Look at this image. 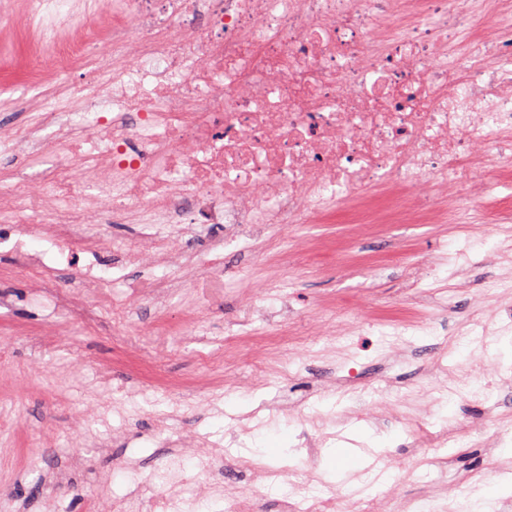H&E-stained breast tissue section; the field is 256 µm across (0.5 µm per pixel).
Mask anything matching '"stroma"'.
Masks as SVG:
<instances>
[{"label": "stroma", "mask_w": 512, "mask_h": 512, "mask_svg": "<svg viewBox=\"0 0 512 512\" xmlns=\"http://www.w3.org/2000/svg\"><path fill=\"white\" fill-rule=\"evenodd\" d=\"M24 2L14 0L11 11L0 16V85L19 98L31 95L50 69L49 58L36 56L25 37ZM281 233L299 249L291 264L292 284L282 289L274 310L263 309L274 254L225 251L229 275L220 294L200 303L176 292L161 305L138 294L137 286L161 277L198 283L206 268L128 265L108 254L103 261L112 268L114 289L129 300L126 322L113 316L111 306H97L92 325L74 323L50 350L35 347L31 338L57 324L53 304L28 279L0 280V372H22L11 391L0 396V417H11L17 425L10 432L0 430V487L8 489L0 512H44L55 495L70 500V512H88L92 502H108L129 490L125 470L114 465L118 459L131 460L144 486L163 492L166 451L156 434L159 417L181 398L171 384L213 374L223 375L224 390L199 394L182 405L173 429L224 445L228 488L243 484L233 459H259L277 471L280 483L291 480L298 466L313 471L322 488L337 496L350 495L363 478H373L369 493L375 503L396 512L400 503L439 488L466 497L473 475L496 480V500L503 512H512V488L499 480L497 468L506 458L505 448L512 446V423L501 418L512 413V383L498 388L494 412L484 405L438 402L424 390L434 364H468L472 351L441 357L426 338L420 354L403 360L371 346L383 320L431 315L449 332L500 304L512 305V294L497 298L483 288L484 282L512 278V264L496 258L494 236L468 239L457 224H353L343 213L315 224H290ZM466 243L474 253L473 266L449 278L446 287H432L434 263ZM243 266L249 278L238 277ZM413 272L421 275L424 287H408ZM193 306L219 351L206 362L200 358L204 346L192 343L181 325L185 309ZM247 308L257 318L252 347L298 349L308 371L283 384L251 387L248 352L234 357L223 352L231 340L226 326ZM331 314L355 327L348 351L298 345L300 332L316 333ZM161 322L170 333L162 353L154 348V330ZM351 365L357 368L356 381L375 389L374 410H392V417L376 423L367 414H353L350 403L338 401L335 393H316L317 384L342 380ZM104 366L112 373V386L128 392L144 386L148 392L125 401L120 414L100 423L94 419L102 400L96 378ZM424 413L436 425L465 419L474 428L464 447L449 449L447 465L435 464L439 449L417 446L404 424L405 418ZM319 429L334 433L335 447L359 449L369 464L346 476L326 455L306 457L297 447L298 437Z\"/></svg>", "instance_id": "obj_1"}]
</instances>
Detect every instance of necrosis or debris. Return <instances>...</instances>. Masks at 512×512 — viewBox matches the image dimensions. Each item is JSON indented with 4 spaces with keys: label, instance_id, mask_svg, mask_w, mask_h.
<instances>
[{
    "label": "necrosis or debris",
    "instance_id": "1",
    "mask_svg": "<svg viewBox=\"0 0 512 512\" xmlns=\"http://www.w3.org/2000/svg\"><path fill=\"white\" fill-rule=\"evenodd\" d=\"M107 14L100 56L71 33ZM28 35L53 52L52 77L19 129L0 131V154L34 140L45 167L24 190L0 186V250L43 236L49 257L7 268L51 291L62 317L89 319L90 292L107 293L111 252L158 267L192 265L178 253L181 224H220L224 248L247 247L258 225L311 224L338 212L375 224L369 203L420 224L512 223V0H28ZM437 33L422 45L414 31ZM468 32L457 53L449 30ZM493 179H485V170ZM149 216L136 242L109 224ZM78 270L56 285L52 264ZM165 492L141 487L112 512H192L220 498L255 512V489L277 474L250 460L253 491L186 490L170 434ZM296 470L281 512H375L365 497L323 495Z\"/></svg>",
    "mask_w": 512,
    "mask_h": 512
}]
</instances>
